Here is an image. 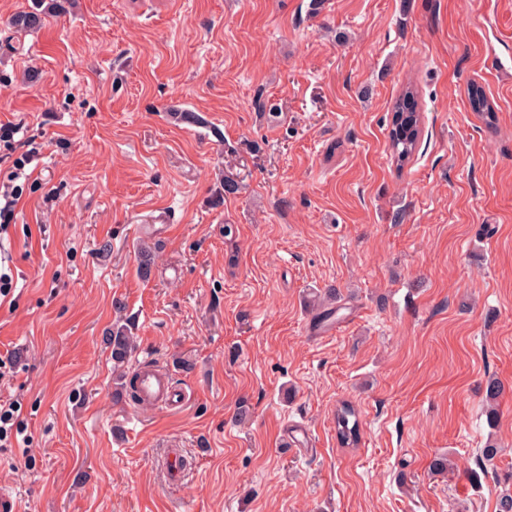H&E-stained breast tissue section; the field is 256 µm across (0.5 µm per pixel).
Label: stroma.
I'll list each match as a JSON object with an SVG mask.
<instances>
[{"mask_svg": "<svg viewBox=\"0 0 512 512\" xmlns=\"http://www.w3.org/2000/svg\"><path fill=\"white\" fill-rule=\"evenodd\" d=\"M31 5L0 0V124L39 150L10 229L23 276L0 306L18 361L0 397L26 427L0 450V492L18 512H497L512 0H71L11 29ZM473 80L496 128L467 104ZM409 84L423 133L399 171L389 122ZM329 288L339 318L314 327ZM116 324L181 409L122 395ZM491 376L507 389L493 427ZM344 400L356 448L336 442ZM440 455L455 467L435 475ZM51 3L42 9L45 1L37 0L32 11H24L16 14L9 22V26L16 31H28L41 27L47 16L57 14L64 10L60 3L62 0H51ZM486 402V418L488 424L495 425L498 420L500 400L506 393L504 384L495 377H489L484 386Z\"/></svg>", "mask_w": 512, "mask_h": 512, "instance_id": "1", "label": "stroma"}]
</instances>
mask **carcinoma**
Wrapping results in <instances>:
<instances>
[{"label":"carcinoma","mask_w":512,"mask_h":512,"mask_svg":"<svg viewBox=\"0 0 512 512\" xmlns=\"http://www.w3.org/2000/svg\"><path fill=\"white\" fill-rule=\"evenodd\" d=\"M64 10L62 0H51L44 4V0H35L33 10L24 11L15 15L9 26L17 31H28L41 27L46 17ZM467 96L471 110L476 112L486 126L495 123L496 109L489 100L482 85L471 83L467 88ZM422 133V117L419 109L418 93L413 85L409 84L402 89L392 107L391 128L389 131L392 160L398 170L411 162L418 151ZM336 302V290H329L328 294L313 300V309L316 319L324 322L334 313L333 304ZM106 342L112 347L113 366L120 368L129 362L135 350L133 337L129 336L123 328L112 329V334L106 337ZM486 418L490 425L498 420L500 400L506 393L504 384L495 377L486 380L485 386ZM336 439L340 446L350 448L357 446L359 433V418L357 410L348 403H342L336 410Z\"/></svg>","instance_id":"1"}]
</instances>
